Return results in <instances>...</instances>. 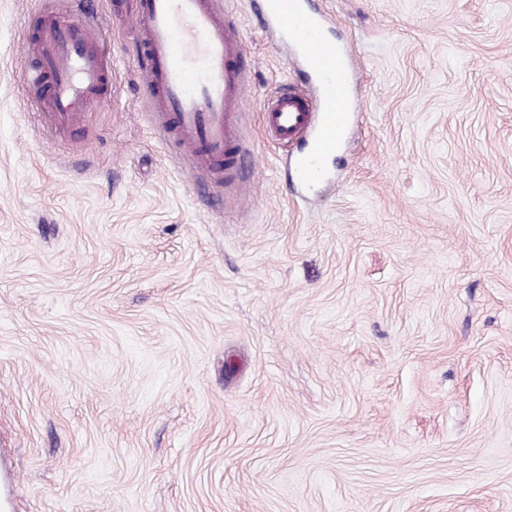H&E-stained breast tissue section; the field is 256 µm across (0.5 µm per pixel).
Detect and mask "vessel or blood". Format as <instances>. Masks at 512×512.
Segmentation results:
<instances>
[{"instance_id": "obj_1", "label": "vessel or blood", "mask_w": 512, "mask_h": 512, "mask_svg": "<svg viewBox=\"0 0 512 512\" xmlns=\"http://www.w3.org/2000/svg\"><path fill=\"white\" fill-rule=\"evenodd\" d=\"M252 7L292 60L305 87L275 92L262 108L266 134L281 144L306 139L305 155L287 165L301 190L331 181V164L353 122L350 54L328 36L324 15L309 0H253ZM128 18L141 40L139 71L156 101L166 139L212 176H233L247 148L237 118L248 89L237 60L244 52L236 24L215 0H134ZM36 102L66 122L88 111L112 82L109 42L94 24L48 19L34 41Z\"/></svg>"}]
</instances>
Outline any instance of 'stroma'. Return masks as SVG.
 Here are the masks:
<instances>
[{
	"label": "stroma",
	"instance_id": "stroma-1",
	"mask_svg": "<svg viewBox=\"0 0 512 512\" xmlns=\"http://www.w3.org/2000/svg\"><path fill=\"white\" fill-rule=\"evenodd\" d=\"M68 126L20 81L65 0H0V472L10 512H512V0H314L361 107L301 201L247 0L217 182L156 126L138 34Z\"/></svg>",
	"mask_w": 512,
	"mask_h": 512
}]
</instances>
